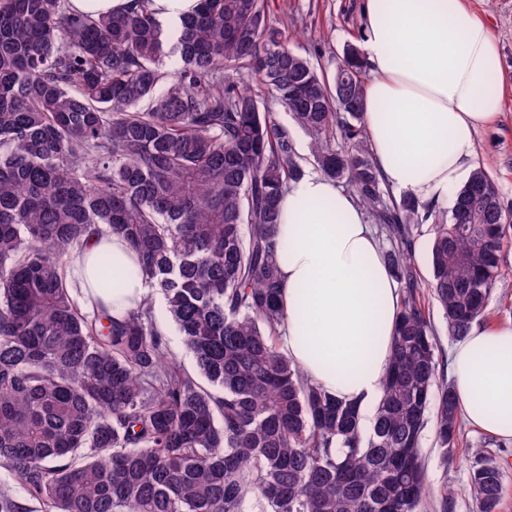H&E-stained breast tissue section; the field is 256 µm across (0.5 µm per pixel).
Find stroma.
<instances>
[{
    "label": "stroma",
    "mask_w": 512,
    "mask_h": 512,
    "mask_svg": "<svg viewBox=\"0 0 512 512\" xmlns=\"http://www.w3.org/2000/svg\"><path fill=\"white\" fill-rule=\"evenodd\" d=\"M490 23L502 59L504 107L499 119L477 135V159L494 178L504 208L512 210V0H468ZM361 0H270L276 25L296 52L334 71L347 46L359 45ZM504 276L489 299L486 321L512 325V248L502 255ZM421 454L433 493L457 492L453 512H479L468 485L478 456L493 460L503 472L504 492L498 512H512V441L463 427L455 448L441 452L432 429H425Z\"/></svg>",
    "instance_id": "stroma-1"
}]
</instances>
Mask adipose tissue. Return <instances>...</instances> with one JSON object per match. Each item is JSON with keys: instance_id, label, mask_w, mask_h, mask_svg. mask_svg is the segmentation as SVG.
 I'll list each match as a JSON object with an SVG mask.
<instances>
[{"instance_id": "adipose-tissue-1", "label": "adipose tissue", "mask_w": 512, "mask_h": 512, "mask_svg": "<svg viewBox=\"0 0 512 512\" xmlns=\"http://www.w3.org/2000/svg\"><path fill=\"white\" fill-rule=\"evenodd\" d=\"M361 46L375 76L364 125L380 177L419 200L447 197L473 171L477 134L500 115L501 56L483 17L466 0H362ZM284 324L280 344L294 365L339 399L378 398L394 348L397 288L359 200L310 172L280 201ZM113 315L149 293L130 279L121 294L94 285ZM453 388L475 428L512 438V326L474 325L454 347Z\"/></svg>"}]
</instances>
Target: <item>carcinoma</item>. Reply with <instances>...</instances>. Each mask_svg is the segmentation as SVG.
Returning <instances> with one entry per match:
<instances>
[{"mask_svg":"<svg viewBox=\"0 0 512 512\" xmlns=\"http://www.w3.org/2000/svg\"><path fill=\"white\" fill-rule=\"evenodd\" d=\"M177 30L135 0L93 16L69 0H0V467L45 512H425L429 412L443 450L461 429L414 281L413 228L434 219L427 288L448 333L486 316L512 212L477 166L450 220L386 200L363 122L364 59L328 74L282 39L269 0H198ZM244 68L252 85L224 76ZM275 94L319 171L374 217L400 284L390 369L370 425L276 342L279 200L304 175ZM121 237L193 355L184 371L152 296L83 311L69 275L84 240ZM503 473L469 491L497 512ZM0 512H29L0 487Z\"/></svg>","mask_w":512,"mask_h":512,"instance_id":"carcinoma-1","label":"carcinoma"}]
</instances>
